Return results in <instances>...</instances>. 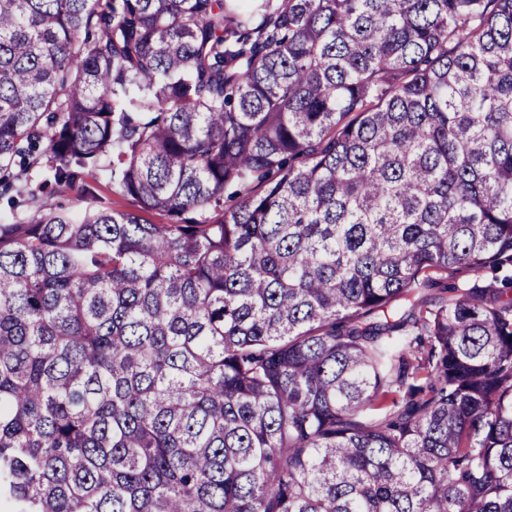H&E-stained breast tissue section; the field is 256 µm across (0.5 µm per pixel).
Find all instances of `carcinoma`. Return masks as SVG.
Segmentation results:
<instances>
[{
  "label": "carcinoma",
  "instance_id": "obj_1",
  "mask_svg": "<svg viewBox=\"0 0 512 512\" xmlns=\"http://www.w3.org/2000/svg\"><path fill=\"white\" fill-rule=\"evenodd\" d=\"M0 206L6 512H512V0H0ZM44 179L42 173L33 172L30 177V189L41 196L47 197L54 206L69 211L73 215H79L85 206V203L81 200V181H77L71 188L58 191L54 184L46 183Z\"/></svg>",
  "mask_w": 512,
  "mask_h": 512
}]
</instances>
